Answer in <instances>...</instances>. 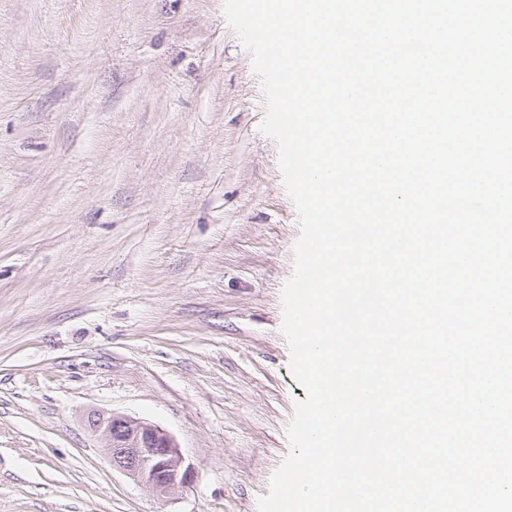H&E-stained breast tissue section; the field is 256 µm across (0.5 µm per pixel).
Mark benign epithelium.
Segmentation results:
<instances>
[{
	"instance_id": "benign-epithelium-1",
	"label": "benign epithelium",
	"mask_w": 512,
	"mask_h": 512,
	"mask_svg": "<svg viewBox=\"0 0 512 512\" xmlns=\"http://www.w3.org/2000/svg\"><path fill=\"white\" fill-rule=\"evenodd\" d=\"M87 426L106 440L112 469L164 497L195 480V468L176 438L158 425L115 412L94 411Z\"/></svg>"
}]
</instances>
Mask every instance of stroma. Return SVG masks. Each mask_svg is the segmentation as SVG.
I'll use <instances>...</instances> for the list:
<instances>
[{
	"mask_svg": "<svg viewBox=\"0 0 512 512\" xmlns=\"http://www.w3.org/2000/svg\"><path fill=\"white\" fill-rule=\"evenodd\" d=\"M265 116L224 0H0V512H258L307 397ZM92 410L193 485L113 471ZM87 426L106 440L112 469L149 487L157 496L189 487L195 468L176 438L158 425L115 412L94 411Z\"/></svg>",
	"mask_w": 512,
	"mask_h": 512,
	"instance_id": "obj_1",
	"label": "stroma"
}]
</instances>
